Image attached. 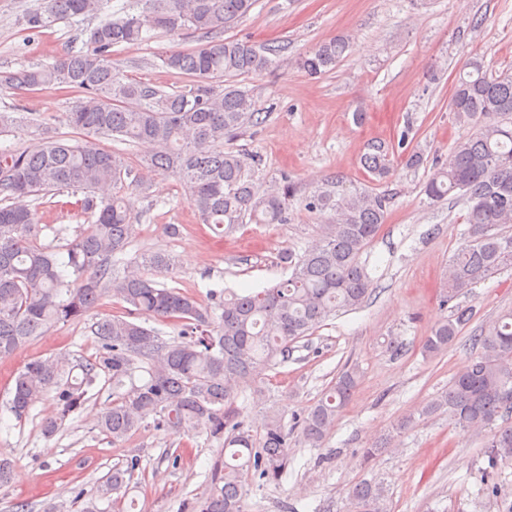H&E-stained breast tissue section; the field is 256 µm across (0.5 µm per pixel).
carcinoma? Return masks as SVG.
Segmentation results:
<instances>
[{
	"label": "carcinoma",
	"instance_id": "carcinoma-1",
	"mask_svg": "<svg viewBox=\"0 0 512 512\" xmlns=\"http://www.w3.org/2000/svg\"><path fill=\"white\" fill-rule=\"evenodd\" d=\"M109 0H39L27 16L32 28L58 20L79 22L99 15ZM254 0H144L136 13L124 5L86 30L87 51L68 52L48 64L0 71V90L15 92L62 87L80 94L66 122L76 137L47 135L32 146L0 147V358L13 355L44 330L61 322L81 321L110 292L126 304L90 325L98 353L71 375L69 354L34 359L15 376L5 410L21 422L30 408L53 393V411L42 423L51 437L87 402L99 380L112 383V407L97 422L113 444L152 425L157 431L193 436L203 431L224 435V460L214 464L211 484L191 512H246L247 478L279 480L288 463L290 431L273 411L261 433L239 419L234 403L255 389L265 373L288 360L292 345L312 335L344 310L362 306L372 281L362 255L385 222L387 199L369 189L342 188L330 181L303 197L311 213H327L317 237L301 254L283 262L291 274L270 288L242 295H215L212 310L177 288L160 284L147 271L167 272L172 259L153 252L131 262L122 255L137 233L135 217L123 196L131 175L126 153L101 147L114 138L128 145L152 146L148 172L173 175L187 188L202 223L222 236L245 221L286 224L298 200L296 184L281 175L266 186L256 182L262 162L256 154L224 149L248 125L263 122L252 97L233 84L216 91L212 81L243 74L260 75L276 63V47L224 38V28L244 17ZM200 33L206 44L173 50L162 65L186 77L168 92L130 80L112 67V49L142 44L158 32L171 36ZM346 38L321 43L297 66L322 75L342 59ZM451 110L456 122L477 128L452 148L448 161L435 163L424 185L431 201L458 192L467 204L464 244L448 262L443 302L453 304L423 343L430 355L455 342L472 317L455 303L480 281L512 267V76L493 75L479 61L455 81ZM390 149L372 142L362 166L376 179L390 173ZM70 192L66 205L88 219L73 239L54 236L38 241L30 208L33 201ZM178 330L166 340L149 321ZM478 353L422 409L446 413L460 429H490L489 467L512 460V310L504 311L471 337ZM146 376L136 381L134 373ZM359 372H339L298 421L302 441L318 448L349 403ZM502 424H497L498 420ZM138 460L113 467L97 486L109 498L129 490ZM383 489L363 482L349 496L350 512H384Z\"/></svg>",
	"mask_w": 512,
	"mask_h": 512
}]
</instances>
